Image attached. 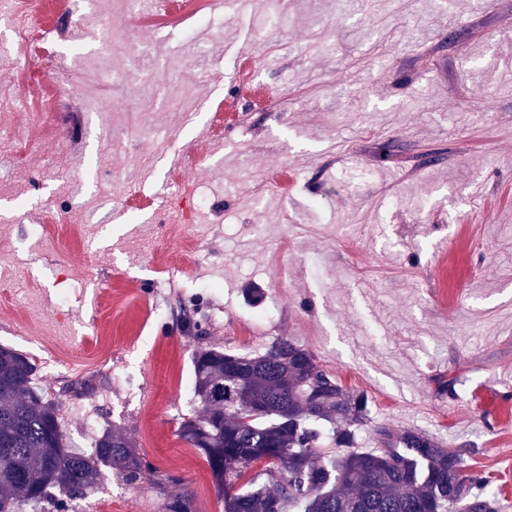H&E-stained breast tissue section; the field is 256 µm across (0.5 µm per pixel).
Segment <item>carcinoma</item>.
<instances>
[{"mask_svg": "<svg viewBox=\"0 0 512 512\" xmlns=\"http://www.w3.org/2000/svg\"><path fill=\"white\" fill-rule=\"evenodd\" d=\"M192 367L196 410L179 436L200 451L224 512H496L486 477L428 433L380 426L379 448H354L367 397L295 340L247 356L200 348ZM35 373L29 356L0 346V512L54 492L56 512H66L102 468L127 481L151 469L117 428L102 432L92 456L71 449L58 405L32 386ZM327 444L347 452L325 455Z\"/></svg>", "mask_w": 512, "mask_h": 512, "instance_id": "carcinoma-1", "label": "carcinoma"}]
</instances>
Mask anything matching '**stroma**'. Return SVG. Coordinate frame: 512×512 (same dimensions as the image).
Instances as JSON below:
<instances>
[{"label": "stroma", "instance_id": "stroma-1", "mask_svg": "<svg viewBox=\"0 0 512 512\" xmlns=\"http://www.w3.org/2000/svg\"><path fill=\"white\" fill-rule=\"evenodd\" d=\"M8 2L0 344L60 361L69 440L93 412L150 462L135 481L105 471L98 512L171 496L224 512L177 398L195 350L285 336L367 395L358 449L378 426L419 429L512 497V0H190L135 17L67 0L50 18ZM30 27L51 56L24 54ZM113 27L137 55L103 52ZM105 66L139 75L110 83ZM170 265L183 285L148 317Z\"/></svg>", "mask_w": 512, "mask_h": 512}]
</instances>
